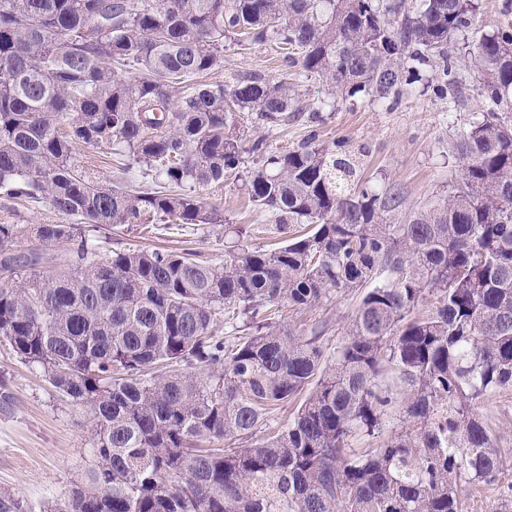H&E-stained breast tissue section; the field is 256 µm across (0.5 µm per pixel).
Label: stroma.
Listing matches in <instances>:
<instances>
[{
    "instance_id": "obj_1",
    "label": "stroma",
    "mask_w": 512,
    "mask_h": 512,
    "mask_svg": "<svg viewBox=\"0 0 512 512\" xmlns=\"http://www.w3.org/2000/svg\"><path fill=\"white\" fill-rule=\"evenodd\" d=\"M298 71L287 51L275 44L234 46L225 50L223 68L210 72L205 81L224 84L236 75L259 73L296 83L304 101L324 98V86L299 76ZM461 76L464 103L453 115L446 101L416 83L397 101L340 104L334 111L324 112L316 123L304 116L272 127L247 113L236 134L243 147H250L262 136L273 150L297 146L313 131L323 144L345 140L347 149L360 161L363 180L380 190L398 188L406 211L413 212L447 194L457 173L448 152L452 125L468 122L482 109L476 73L465 67ZM77 159L82 169L104 186L127 179L108 147L79 148ZM198 193L219 208L223 223L183 227L153 223L146 229L134 224L98 232L100 246L105 250L164 248L175 252L192 248L216 259L224 255V227L228 224L245 228L246 241L254 246L280 239L274 217L256 208L239 183L211 184L199 188ZM57 220L48 203L0 195V224H52ZM358 304L357 294H332L314 307L284 312L280 323L299 336L327 325L323 342L331 351L341 342ZM1 389L7 390L11 399L0 403V491L21 501L26 512H39L41 503L64 501L74 480L89 466L93 422L85 409L61 398L39 368L23 363L5 344H0ZM477 411L496 435L506 463L512 465V390L492 394Z\"/></svg>"
}]
</instances>
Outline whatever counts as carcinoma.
<instances>
[{
  "label": "carcinoma",
  "instance_id": "carcinoma-1",
  "mask_svg": "<svg viewBox=\"0 0 512 512\" xmlns=\"http://www.w3.org/2000/svg\"><path fill=\"white\" fill-rule=\"evenodd\" d=\"M473 0H0V193L60 222L0 224V342L94 422L92 464L40 512H464L498 485L502 450L476 406L512 388V0L490 32ZM272 42L330 99L249 74L181 83L231 45ZM488 106L448 152L459 180L401 224L396 188L356 182L345 143L243 149V112L271 125L335 100L399 98L423 67L456 108L461 65ZM121 150L146 183L104 187L80 146ZM256 155L244 166L243 154ZM285 237L224 258L110 250L99 229L219 224L195 188L228 178ZM25 253L10 249L21 235ZM67 243L66 266L45 265ZM354 292L333 355L281 312ZM424 313L418 309L424 302ZM250 329L215 334L217 315ZM397 387L379 384L384 369ZM308 396L282 427L272 414ZM249 448L221 440L248 441ZM376 448H351L357 437Z\"/></svg>",
  "mask_w": 512,
  "mask_h": 512
}]
</instances>
